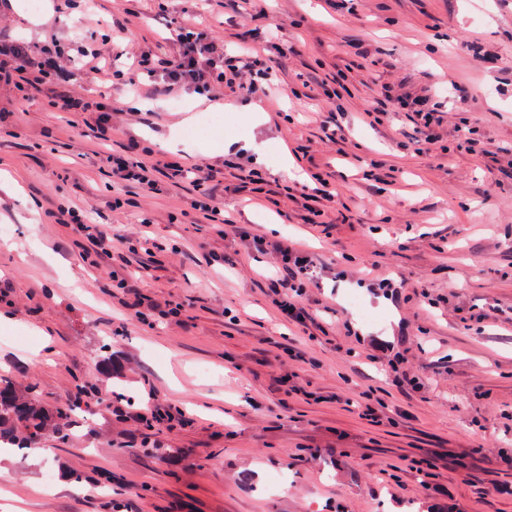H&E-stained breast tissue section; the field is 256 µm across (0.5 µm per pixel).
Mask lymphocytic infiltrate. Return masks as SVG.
I'll use <instances>...</instances> for the list:
<instances>
[{"label": "lymphocytic infiltrate", "mask_w": 512, "mask_h": 512, "mask_svg": "<svg viewBox=\"0 0 512 512\" xmlns=\"http://www.w3.org/2000/svg\"><path fill=\"white\" fill-rule=\"evenodd\" d=\"M174 36L178 44L176 52L141 49L128 54L125 72L131 88H138L141 80L145 79L152 92L170 95L183 89L210 101L219 100L227 89L238 90L258 99L272 95L274 62L253 43L244 40L236 43L231 50L219 47L208 42L204 31L195 24L178 27ZM42 52L44 57L39 60L20 46L0 44V82L36 89L54 83L61 72L59 61L67 55L68 50L53 42L45 45ZM408 108L412 109L416 118L426 152L437 151L442 140L439 129L443 123L438 108H419L415 98L404 95L391 99L389 108L364 109L362 116L365 123L374 126L382 124L390 112ZM106 161L112 169L113 178L138 185L146 191L155 190L154 168L144 160L112 152L107 154ZM182 173L196 190L192 207L197 220L208 224L221 221L225 226H232V219L225 217L209 185L210 172L194 164L183 168ZM277 253L284 267L291 272L290 280L282 284L285 299L280 304V310L288 321L305 323L310 314L301 298L312 280V260L306 252L290 247L278 248Z\"/></svg>", "instance_id": "f902f5d3"}]
</instances>
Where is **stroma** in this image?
Instances as JSON below:
<instances>
[{
    "label": "stroma",
    "mask_w": 512,
    "mask_h": 512,
    "mask_svg": "<svg viewBox=\"0 0 512 512\" xmlns=\"http://www.w3.org/2000/svg\"><path fill=\"white\" fill-rule=\"evenodd\" d=\"M207 1L215 44L263 42L278 25L295 47L277 59L278 99L255 105L262 122L228 91L214 129L197 95L135 98L78 55L59 78L62 93L110 104L114 151L163 163L155 192L113 189L95 113L75 128L43 93L0 83V377L50 407L77 382L91 390L73 439L47 434L46 456L5 459L0 512H110L112 499L128 512H512V167L498 158L512 151V0H268L254 17L243 0H46L36 13L0 0V40L97 46L121 22L148 48ZM340 72L348 90L329 99ZM387 92L440 102L448 142L478 121L488 156L418 153L410 112L362 123ZM331 112L339 148L324 142ZM176 163L213 168L236 230L194 223ZM316 172L340 194L310 224L288 189ZM116 194L130 206L113 209ZM63 203L117 251L84 260L56 222ZM145 218L155 242L129 250ZM276 243L313 255L305 303L322 328L280 316ZM371 264L396 295L373 287ZM138 275L137 292L118 288ZM371 387L385 392L378 423L352 405ZM152 393L173 417L149 430L127 416ZM410 457L430 460L431 479Z\"/></svg>",
    "instance_id": "1"
}]
</instances>
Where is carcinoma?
Masks as SVG:
<instances>
[{"instance_id":"1","label":"carcinoma","mask_w":512,"mask_h":512,"mask_svg":"<svg viewBox=\"0 0 512 512\" xmlns=\"http://www.w3.org/2000/svg\"><path fill=\"white\" fill-rule=\"evenodd\" d=\"M73 407L68 403L50 411L12 383L0 379V448L27 456L47 432L62 441L69 440Z\"/></svg>"}]
</instances>
